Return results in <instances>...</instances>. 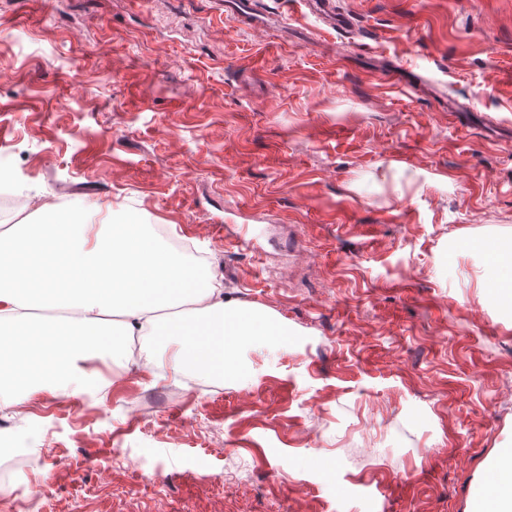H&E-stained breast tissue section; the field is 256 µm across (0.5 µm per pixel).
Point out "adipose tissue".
<instances>
[{
  "mask_svg": "<svg viewBox=\"0 0 512 512\" xmlns=\"http://www.w3.org/2000/svg\"><path fill=\"white\" fill-rule=\"evenodd\" d=\"M35 221L0 232V408H18L35 396H74L94 380L83 361L109 352L113 361L167 371L172 378L203 371L242 377L236 351L245 343H279L285 332L268 310L230 306L224 291L198 284L196 275L163 242L138 224L115 233L91 224L82 211L42 206ZM42 291L49 314L41 331L29 329L32 302L22 289ZM187 305L188 316L169 324L161 313ZM154 336L151 354H134L127 338ZM490 512H512V453L496 462L481 495Z\"/></svg>",
  "mask_w": 512,
  "mask_h": 512,
  "instance_id": "1",
  "label": "adipose tissue"
}]
</instances>
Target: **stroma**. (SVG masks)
Here are the masks:
<instances>
[{
  "label": "stroma",
  "instance_id": "obj_1",
  "mask_svg": "<svg viewBox=\"0 0 512 512\" xmlns=\"http://www.w3.org/2000/svg\"><path fill=\"white\" fill-rule=\"evenodd\" d=\"M0 0V165L208 260L288 342L250 381L88 361L0 410L43 467L0 512H470L512 448V0ZM461 110L453 121L442 98ZM224 13L251 27L258 26L259 20L263 19L262 14L254 11L252 0H226ZM306 5L312 14L321 18L332 28L346 25L348 22L347 18L336 14L331 0H307ZM481 288H500L505 294L510 295L512 288V258L509 256L495 255L488 262V273Z\"/></svg>",
  "mask_w": 512,
  "mask_h": 512
}]
</instances>
